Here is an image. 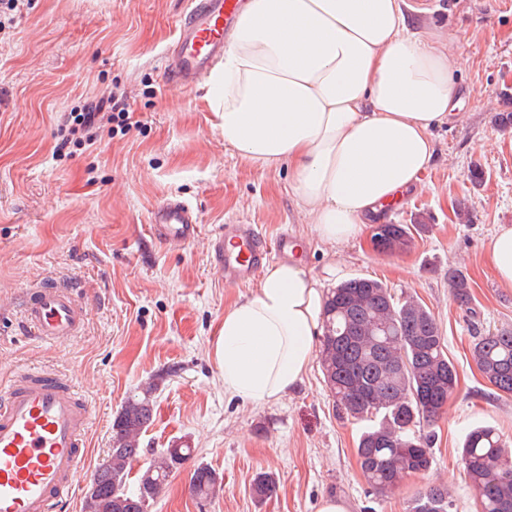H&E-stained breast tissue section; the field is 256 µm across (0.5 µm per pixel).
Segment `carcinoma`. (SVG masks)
I'll return each mask as SVG.
<instances>
[{
    "label": "carcinoma",
    "instance_id": "cac0c4a2",
    "mask_svg": "<svg viewBox=\"0 0 512 512\" xmlns=\"http://www.w3.org/2000/svg\"><path fill=\"white\" fill-rule=\"evenodd\" d=\"M414 225L388 224V236L413 243ZM448 287L462 309H470L472 284L457 269L448 270ZM478 369L497 391L512 395V332L479 336L472 348ZM333 407L348 417L369 421L355 448L364 477L387 495L432 464V434L442 407L458 385V374L444 350V336L432 312L411 296H398L381 281L355 277L326 295L323 334L318 351ZM153 391L128 397L112 424V448L95 471V493L85 495L83 512H144L172 474L190 459L192 449L176 445L144 460L140 436L153 422ZM481 512H512V447L497 429L482 426L466 437L460 452ZM138 493L127 489L129 476ZM222 479L199 465L191 491L212 495ZM275 478L257 474L253 494L260 500L276 493ZM448 489L429 485L418 492L413 512H448Z\"/></svg>",
    "mask_w": 512,
    "mask_h": 512
}]
</instances>
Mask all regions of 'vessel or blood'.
<instances>
[{
  "label": "vessel or blood",
  "mask_w": 512,
  "mask_h": 512,
  "mask_svg": "<svg viewBox=\"0 0 512 512\" xmlns=\"http://www.w3.org/2000/svg\"><path fill=\"white\" fill-rule=\"evenodd\" d=\"M242 0H190L167 58L168 85L184 89L224 59ZM157 240L188 243L199 233L193 208L166 199L150 213ZM288 235L267 243L254 224H227L215 232L212 259L226 280L247 282L271 253L292 255ZM87 307L75 286L43 282L28 290L22 324L39 339L66 343L80 336ZM91 403L76 380L46 368H30L0 387V512H60L75 496L88 457L85 435Z\"/></svg>",
  "instance_id": "obj_1"
}]
</instances>
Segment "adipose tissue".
<instances>
[{"label":"adipose tissue","mask_w":512,"mask_h":512,"mask_svg":"<svg viewBox=\"0 0 512 512\" xmlns=\"http://www.w3.org/2000/svg\"><path fill=\"white\" fill-rule=\"evenodd\" d=\"M407 0H247L208 76L224 143L242 158L288 163L290 189L320 239L358 237L400 203L435 158L432 130L460 105L454 69L432 36L407 30ZM512 288V225L487 249ZM325 297L299 262L264 267L251 297L224 313V388L263 404L302 382Z\"/></svg>","instance_id":"1"}]
</instances>
